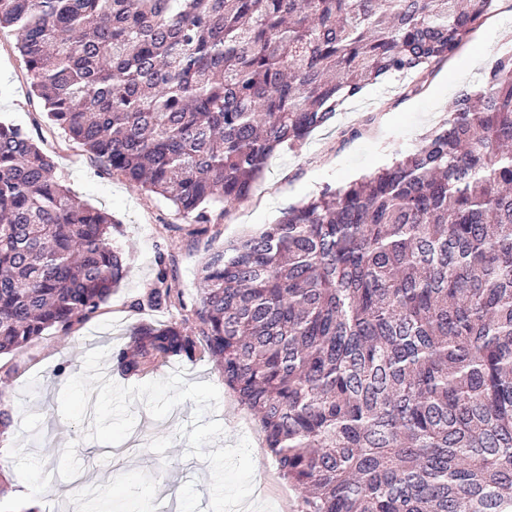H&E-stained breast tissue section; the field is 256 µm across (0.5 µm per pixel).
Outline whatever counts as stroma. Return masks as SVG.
Wrapping results in <instances>:
<instances>
[{"label":"stroma","instance_id":"stroma-1","mask_svg":"<svg viewBox=\"0 0 512 512\" xmlns=\"http://www.w3.org/2000/svg\"><path fill=\"white\" fill-rule=\"evenodd\" d=\"M509 46L512 0H495L485 23L456 55L436 67L419 93H407L405 79L395 76L366 86L300 148L276 151L249 197L229 214L213 212L203 227L189 223L170 202L107 170L52 124L33 92V76L16 50L13 28H0V122L20 127L53 158L58 177L73 194L111 214L112 245L129 263L124 280L90 319L75 323L68 334L53 328L0 355V399L10 409L14 437L5 462L9 479L0 494V512H25L27 499L39 501L45 512H73L77 502L103 487H110L113 500L119 501L139 485L154 512H208L210 467L204 459L188 456V442L179 434L193 419V402L179 404L161 421L135 402V444L119 454L86 438L84 427L92 423L93 411H86L82 425L62 422L61 391L82 372V357L93 349L106 350L103 371L123 386L160 380L177 370L186 381L213 383L220 398L207 418L224 428L215 447L247 438L254 460L253 501L272 505L274 512H297V490L280 475L259 423L225 387L208 353L200 351L190 359L175 356L137 376L120 371L116 354L142 323L182 320L188 332L197 331L199 269L207 253L275 223L288 207L307 202L324 188H342L415 148L447 119L458 93L481 82L483 70H465V59L481 50L493 60ZM162 271L180 295L179 307L147 304Z\"/></svg>","mask_w":512,"mask_h":512}]
</instances>
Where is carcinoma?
Here are the masks:
<instances>
[{
	"mask_svg": "<svg viewBox=\"0 0 512 512\" xmlns=\"http://www.w3.org/2000/svg\"><path fill=\"white\" fill-rule=\"evenodd\" d=\"M493 0H0L49 119L195 224ZM112 217L0 124V353L95 314ZM198 335L138 325L137 375L197 347L258 420L299 512H512V56L369 176L210 252ZM147 296L172 304L171 289ZM92 512H141L107 495Z\"/></svg>",
	"mask_w": 512,
	"mask_h": 512,
	"instance_id": "obj_1",
	"label": "carcinoma"
}]
</instances>
